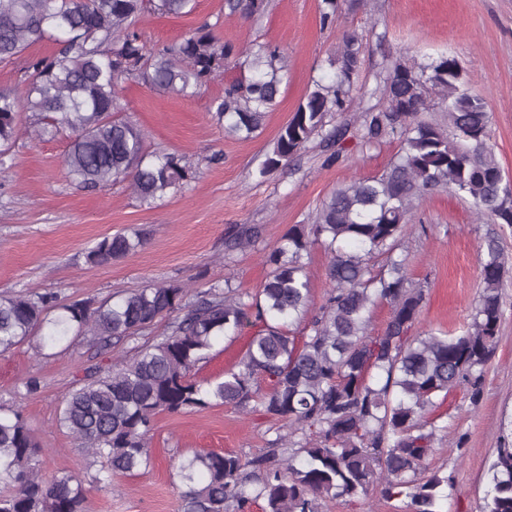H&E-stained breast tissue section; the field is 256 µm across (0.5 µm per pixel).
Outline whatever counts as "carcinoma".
<instances>
[{
  "label": "carcinoma",
  "instance_id": "carcinoma-1",
  "mask_svg": "<svg viewBox=\"0 0 512 512\" xmlns=\"http://www.w3.org/2000/svg\"><path fill=\"white\" fill-rule=\"evenodd\" d=\"M231 14L259 19L264 0H225ZM187 15L195 0H0V60H11L39 40L58 44L51 55L29 58L22 88L0 89V167L20 134L21 112L34 117V136L68 133V177L87 189L127 181L144 202L165 197L191 170L173 154H149L145 133L122 115V85L137 78L151 88L193 97L223 71L224 62L249 72L224 88L212 117L225 131L252 136L281 93L286 65L279 48L224 44L202 25L189 36L149 49L133 25L146 10ZM366 43L345 33L328 59L334 79L317 81L280 129L259 169L286 167L338 117L323 136L328 160L339 158L349 132L365 147L400 134L398 151L378 174L354 178L322 201L309 224H295L265 256L266 278L255 292L229 286L187 298L186 288L148 285L98 302L62 303L48 294L0 293V353L37 332L61 344L88 338L107 351L154 323L166 335L142 345L117 365L98 367L65 396L58 422L81 450L102 460L95 479L41 473L43 449L22 413L0 405V512H84L87 494L151 464L148 436L155 417L209 405L251 406L283 422L278 437L292 448L252 457L198 450L183 457L177 476L184 512H319L320 501H353L377 491L407 499V512H440L449 478L422 476L439 427L428 419L435 399L461 385L479 393L493 356L507 273L499 239L483 243L482 290L463 334H416L425 290L409 283L406 257L397 253L403 228L428 195L448 190L466 199L478 219L512 225V181L491 144L492 113L472 92L460 62L386 64L372 89L362 81ZM378 102L352 116L351 104ZM260 235L257 226L228 236L229 253ZM140 236L116 234L86 254L102 266L133 253ZM330 256L325 303L311 317L302 343L289 325L310 311L307 265L314 248ZM390 317L368 333L373 310ZM255 333L237 369L203 385L193 378L220 337ZM265 381L267 390L258 389ZM480 512H512V448L497 449Z\"/></svg>",
  "mask_w": 512,
  "mask_h": 512
}]
</instances>
